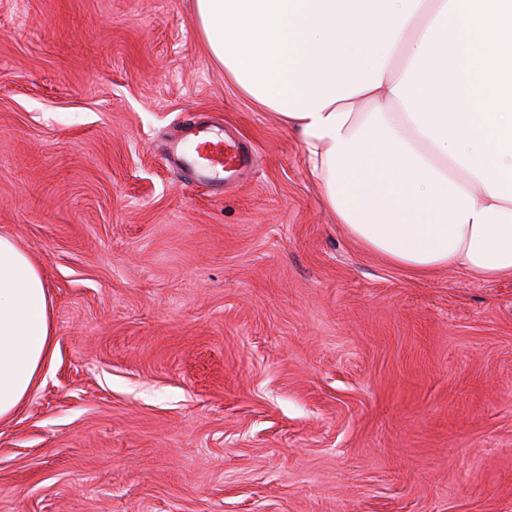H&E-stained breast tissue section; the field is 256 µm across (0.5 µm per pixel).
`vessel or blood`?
Returning <instances> with one entry per match:
<instances>
[{
	"instance_id": "obj_1",
	"label": "vessel or blood",
	"mask_w": 512,
	"mask_h": 512,
	"mask_svg": "<svg viewBox=\"0 0 512 512\" xmlns=\"http://www.w3.org/2000/svg\"><path fill=\"white\" fill-rule=\"evenodd\" d=\"M185 140L194 142V152L188 153L172 145L169 149L171 163L192 173L196 178L209 181H238L249 171L252 157L240 142L223 138L212 128L191 125L184 131Z\"/></svg>"
}]
</instances>
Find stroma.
<instances>
[{"mask_svg":"<svg viewBox=\"0 0 512 512\" xmlns=\"http://www.w3.org/2000/svg\"><path fill=\"white\" fill-rule=\"evenodd\" d=\"M192 121L246 180L168 164ZM0 235L54 336L0 512H512V277L353 239L193 0H0Z\"/></svg>","mask_w":512,"mask_h":512,"instance_id":"35a3bbf8","label":"stroma"}]
</instances>
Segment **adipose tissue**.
<instances>
[{
  "mask_svg": "<svg viewBox=\"0 0 512 512\" xmlns=\"http://www.w3.org/2000/svg\"><path fill=\"white\" fill-rule=\"evenodd\" d=\"M209 52L299 138L338 223L392 264L512 276V108L483 38L512 0H194ZM53 355L38 265L0 236V419Z\"/></svg>",
  "mask_w": 512,
  "mask_h": 512,
  "instance_id": "ef3b65f1",
  "label": "adipose tissue"
}]
</instances>
